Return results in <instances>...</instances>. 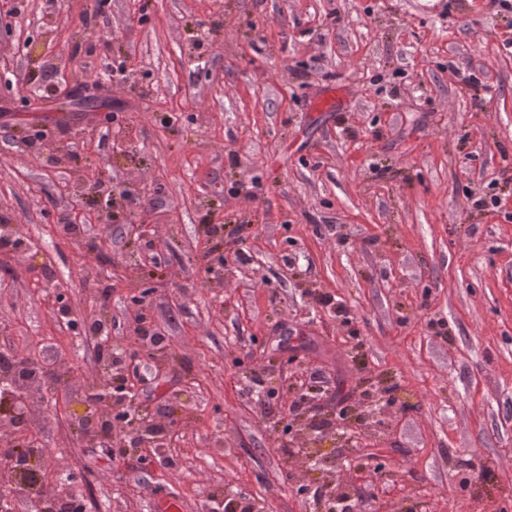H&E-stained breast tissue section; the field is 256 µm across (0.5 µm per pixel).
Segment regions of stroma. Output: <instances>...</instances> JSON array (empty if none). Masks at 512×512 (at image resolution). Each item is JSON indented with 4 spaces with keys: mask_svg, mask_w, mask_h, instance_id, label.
<instances>
[{
    "mask_svg": "<svg viewBox=\"0 0 512 512\" xmlns=\"http://www.w3.org/2000/svg\"><path fill=\"white\" fill-rule=\"evenodd\" d=\"M28 0L0 5V210L50 256L11 259L0 328L12 353L57 364L38 425L57 472L91 474L93 508L220 512V488L258 512H326L331 486L362 512H512V13L491 0ZM106 76L95 113L49 123L36 146L23 120L53 114L59 72ZM335 86L337 110L315 100ZM67 154L54 158L55 145ZM115 195L112 217L64 237L87 172ZM223 224L224 260L206 270L204 225ZM147 229L133 236L132 227ZM109 238V266L90 251ZM111 273L112 343L133 346L145 314L166 356L138 365L143 413L154 390L184 392L169 431L176 467L157 480L141 449L107 461L79 428L100 365L77 347L51 298L75 316L99 307ZM334 297L319 304L318 296ZM348 309L337 316L336 305ZM305 337L294 369L281 332ZM278 384L256 403L248 374ZM316 375L359 407L363 378L398 384L360 443L310 434L284 454L275 423L294 376ZM379 455L367 481L349 458Z\"/></svg>",
    "mask_w": 512,
    "mask_h": 512,
    "instance_id": "1",
    "label": "stroma"
}]
</instances>
